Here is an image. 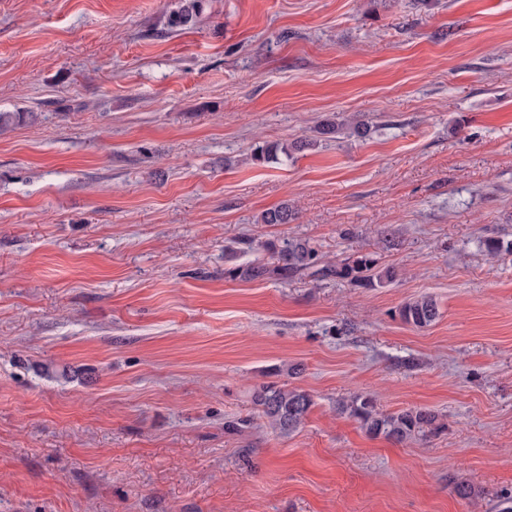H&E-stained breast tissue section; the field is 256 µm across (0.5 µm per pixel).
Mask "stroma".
Listing matches in <instances>:
<instances>
[{
	"mask_svg": "<svg viewBox=\"0 0 512 512\" xmlns=\"http://www.w3.org/2000/svg\"><path fill=\"white\" fill-rule=\"evenodd\" d=\"M179 5L0 0V111L37 115L0 132V512H497L512 0ZM354 114L368 137H318ZM286 239L396 277L227 276ZM271 382L313 400L290 434L254 403ZM356 393L443 428L369 436L337 411ZM439 315L437 301L426 295L409 301L400 309L401 319L416 328L430 326L438 319Z\"/></svg>",
	"mask_w": 512,
	"mask_h": 512,
	"instance_id": "35a3bbf8",
	"label": "stroma"
}]
</instances>
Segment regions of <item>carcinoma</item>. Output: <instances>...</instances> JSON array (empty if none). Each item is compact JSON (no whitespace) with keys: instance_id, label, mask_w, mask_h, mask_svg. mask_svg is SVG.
Returning a JSON list of instances; mask_svg holds the SVG:
<instances>
[{"instance_id":"carcinoma-1","label":"carcinoma","mask_w":512,"mask_h":512,"mask_svg":"<svg viewBox=\"0 0 512 512\" xmlns=\"http://www.w3.org/2000/svg\"><path fill=\"white\" fill-rule=\"evenodd\" d=\"M201 9V0H182L179 10L172 18V25L180 26L190 22ZM33 119L35 116L32 112H0V128H8ZM346 128L359 137H366L371 131L370 126L362 120L351 124L328 121L321 126L319 134L332 138ZM307 146V142H296L289 147H281L279 151L288 156L290 152L301 151ZM279 151L272 147H259L256 149L254 159L268 161L275 158ZM292 220L293 211L286 203L268 209L261 215L264 224H288ZM276 256L277 265L272 269L251 264L229 269L227 275L232 278L240 276L255 279L274 273L286 278L291 274L311 269L315 275L345 280L355 287H372L393 278V272L388 268L379 271L375 276L371 274L378 264V259L370 254L352 260L347 258L336 265L320 267L315 249L308 242L297 239L283 241L276 249ZM439 315L437 301L426 295L406 303L400 309L401 319L416 328L433 324ZM254 402L269 425L283 434L296 430L304 422L313 405V400L307 392L290 388L286 383L276 382L261 386L255 393ZM338 410L359 422L367 434L373 437L383 436L398 443L432 434L440 428L437 424L438 416L428 409L417 408L385 414L379 411L376 399L370 394H354L339 403Z\"/></svg>"}]
</instances>
